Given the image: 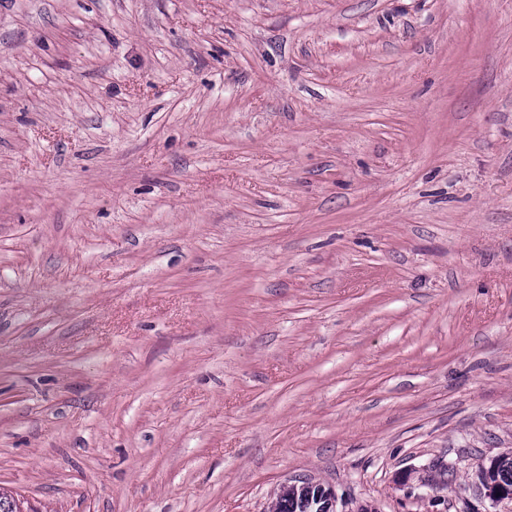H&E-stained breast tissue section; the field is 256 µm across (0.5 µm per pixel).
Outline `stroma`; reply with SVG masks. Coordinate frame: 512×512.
<instances>
[{"label":"stroma","instance_id":"stroma-1","mask_svg":"<svg viewBox=\"0 0 512 512\" xmlns=\"http://www.w3.org/2000/svg\"><path fill=\"white\" fill-rule=\"evenodd\" d=\"M512 0H0V487L24 512H512ZM407 483H399L401 473ZM511 456V453L506 454ZM484 473L477 472L475 484L480 490L481 494L488 498L493 503H499L504 500L512 502V456L506 460L497 463L493 468H490L487 473L489 480L485 479L484 474L487 472V467L483 466ZM500 481L502 483H493ZM505 483V484H504ZM500 493V496H497ZM313 490H316V500L318 502H322L318 512H347L345 510H337L336 492L332 487L325 486L307 478H295L284 481L279 486L275 498L281 503L282 507L288 510V512L296 510V505L293 508L292 501L298 502L302 499L304 503L302 510L306 511L305 504L307 501L311 503ZM288 500L291 502L288 503ZM288 506L292 510H290Z\"/></svg>","mask_w":512,"mask_h":512}]
</instances>
